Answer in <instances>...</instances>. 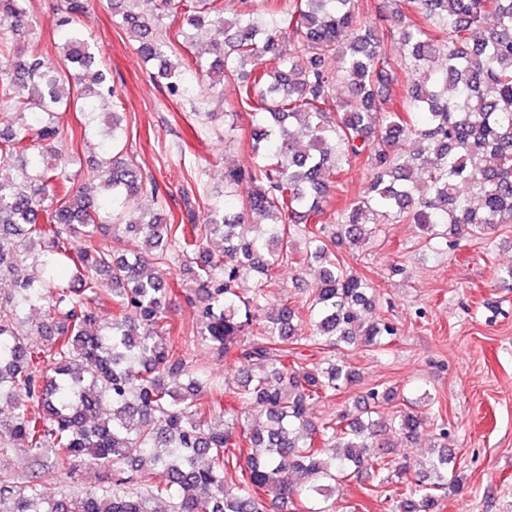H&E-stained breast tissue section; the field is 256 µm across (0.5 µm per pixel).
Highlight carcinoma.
Wrapping results in <instances>:
<instances>
[{"label": "carcinoma", "mask_w": 512, "mask_h": 512, "mask_svg": "<svg viewBox=\"0 0 512 512\" xmlns=\"http://www.w3.org/2000/svg\"><path fill=\"white\" fill-rule=\"evenodd\" d=\"M229 19L217 0H108L153 78L190 105L204 89L237 81L243 108L258 116L255 164L224 171V187L250 190L235 212L224 201L196 207L180 188L181 222L120 148L124 129L110 72L83 18L88 0H59L58 42L26 41L30 0H0V452L23 445L36 468L0 481V512H330L339 487L371 473L389 512H441L463 478L437 425L436 457L407 467L387 460L386 434L412 443L424 418L417 402L390 421L375 407L397 399L369 388L363 406L309 420L310 405L360 379L356 367L306 363L296 309L268 310L277 269L300 265L291 228L303 225L312 257L325 262L308 305L319 346L392 345L399 328L363 312L374 295L365 277L329 259L381 224H413L439 249L448 236L482 239L512 224V0H411L419 20L398 31L404 65L375 34L361 0H244ZM207 37L209 58L183 62L167 35ZM399 110L383 91L404 70ZM351 97H337V85ZM80 102L84 133L101 155L76 185L54 144L69 136L62 115ZM363 166L371 178L325 234L336 175ZM151 194L156 210L130 219ZM142 235L129 257L119 244ZM218 238L214 255L205 243ZM199 259L186 296L202 327L197 341L233 353L256 373L229 385L212 379L193 344L175 343L162 273L172 256ZM70 274L60 284L61 271ZM253 278L241 292L239 283ZM115 312L103 323L104 296ZM231 402L224 403V398ZM213 412L222 414L216 424ZM240 453L233 452V449ZM80 465L103 469L97 487L47 499L40 479L65 480ZM153 481L128 487L142 473Z\"/></svg>", "instance_id": "cac0c4a2"}]
</instances>
